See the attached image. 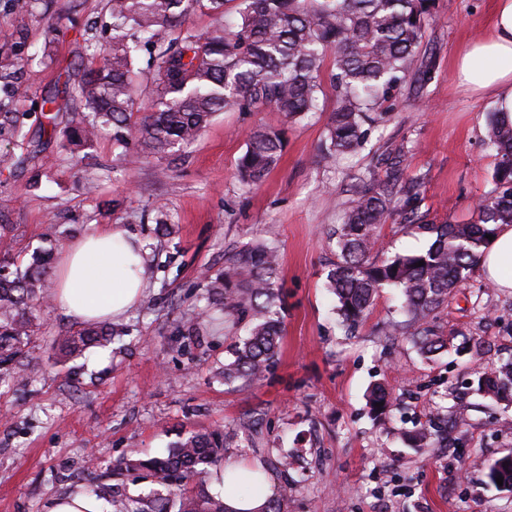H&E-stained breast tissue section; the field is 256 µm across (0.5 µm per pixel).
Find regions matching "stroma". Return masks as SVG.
Segmentation results:
<instances>
[{
  "label": "stroma",
  "instance_id": "35a3bbf8",
  "mask_svg": "<svg viewBox=\"0 0 512 512\" xmlns=\"http://www.w3.org/2000/svg\"><path fill=\"white\" fill-rule=\"evenodd\" d=\"M494 8L495 0H435L421 46L428 73L408 78L365 145L334 162L321 153L336 105L327 66L322 110L301 122L269 107L223 112L173 161L133 151L119 162L111 133L89 147L58 133L26 170L0 174V214L13 226L0 252L42 248L58 259L67 248L58 239L63 229L78 237L115 224L147 251V287L122 319L128 334L121 342L60 359L51 337L80 324L48 302L38 339L0 378V512H46L49 500L89 483L112 486L118 460L163 456L179 437L215 429L230 436L226 460L263 466L282 453L296 456L288 474L270 476L288 512H512V491L487 477L488 464L512 450V406L477 391L480 367L512 357V290L474 274L437 316L441 329L455 333V351L429 361L384 334L399 315L398 290L380 292L348 336L323 288L335 258L326 233L390 152L405 150L409 174L424 176L428 221L470 220L492 188L495 159L484 141L498 103L459 85L455 59L487 34ZM109 20L107 0H35L23 16L0 0V30L27 28L31 53L13 111H33L60 78L89 65ZM259 126L281 130L285 146L266 179L249 186L238 162L246 132ZM161 219L173 234H158ZM271 232L280 245L281 356L263 382L227 385L216 376L227 356L223 332L184 336L179 328L199 310L202 272L222 268L225 252ZM382 235L388 255L430 243L395 217ZM485 306L497 320L483 319ZM472 336L491 343L483 363L471 359ZM377 381L394 397L382 425L365 400ZM459 400L469 407V426L449 431L447 446L431 455L408 447L404 432L434 404Z\"/></svg>",
  "mask_w": 512,
  "mask_h": 512
}]
</instances>
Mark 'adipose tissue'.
Here are the masks:
<instances>
[{
    "label": "adipose tissue",
    "mask_w": 512,
    "mask_h": 512,
    "mask_svg": "<svg viewBox=\"0 0 512 512\" xmlns=\"http://www.w3.org/2000/svg\"><path fill=\"white\" fill-rule=\"evenodd\" d=\"M461 84L477 93L493 94L512 118V0H496L489 34L465 46L456 58ZM489 284L512 289V225L503 224L480 260ZM145 251L140 239L119 226L95 228L69 245L57 271L52 302L63 315L80 322L116 320L134 307L146 288ZM218 483L229 512H260L272 495L271 482L242 492V482L231 480L235 464H226Z\"/></svg>",
    "instance_id": "1"
}]
</instances>
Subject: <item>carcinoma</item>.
<instances>
[{
	"label": "carcinoma",
	"instance_id": "obj_1",
	"mask_svg": "<svg viewBox=\"0 0 512 512\" xmlns=\"http://www.w3.org/2000/svg\"><path fill=\"white\" fill-rule=\"evenodd\" d=\"M236 2L226 28L199 32L184 26L195 9L224 15ZM433 0H108L112 18L109 45L99 62L88 66L65 88L75 106L61 111L57 97L41 102L40 130L59 126L72 144L89 145L106 128L123 151L167 156L190 146L219 112H253L269 106L291 122L319 111L321 74L333 51L332 81L336 108L328 113L323 159L361 148L367 125L413 73ZM7 52L0 54V79L14 75L24 61L25 29L0 33ZM153 49L149 111L140 110L135 58ZM30 113L14 112L0 101V140L21 153L0 158V168L26 167L39 152L30 132ZM495 157L493 188L475 208L471 221L433 224L420 211L422 178L409 176L404 151L386 159L383 177L361 189L344 222L330 235L337 261L324 288L337 299L338 323L352 330L385 288L402 294L401 315L385 326L387 336H406L428 360L448 350L449 339L436 325V312L467 287L479 259L501 224H512V120L491 113L486 136ZM282 134L256 128L249 132L238 169L249 185L264 181L283 149ZM414 224L432 238L420 252L383 251L381 229L392 215ZM424 265L417 267L415 263ZM279 251L272 241L251 243L224 254V269L202 277L208 303L200 321L224 316L243 324L246 336L229 346L220 372L224 383L248 387L261 382L276 363L283 334L282 291L277 281ZM50 253L38 251L26 261L0 256V372L22 358L36 328L49 289ZM125 335L119 324L89 326L53 339L60 354L71 356L91 346H105ZM477 391L497 402L512 403V359L478 377ZM374 419L391 412L382 383L366 396ZM443 408L434 407L428 424L407 435L411 446L434 447ZM226 439L218 431L186 434L168 454L124 458L114 471L143 472L164 488L153 496L116 492L112 512H227L224 498L209 490L213 470L224 464ZM512 488V452L489 467L488 478Z\"/></svg>",
	"mask_w": 512,
	"mask_h": 512
}]
</instances>
